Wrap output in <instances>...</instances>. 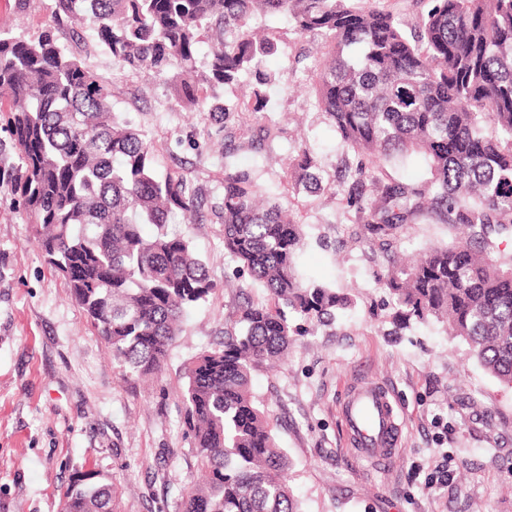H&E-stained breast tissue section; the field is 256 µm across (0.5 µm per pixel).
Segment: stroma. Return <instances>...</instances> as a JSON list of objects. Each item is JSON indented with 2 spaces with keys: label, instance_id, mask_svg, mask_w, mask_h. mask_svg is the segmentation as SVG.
Here are the masks:
<instances>
[{
  "label": "stroma",
  "instance_id": "stroma-1",
  "mask_svg": "<svg viewBox=\"0 0 512 512\" xmlns=\"http://www.w3.org/2000/svg\"><path fill=\"white\" fill-rule=\"evenodd\" d=\"M51 5L0 0V30L38 34ZM267 24L278 49L261 68L277 81L271 96L281 134L274 151L243 147L238 165L302 225L301 274L353 300L334 322L296 337L280 365L252 373V393L288 454L300 512H512V387L469 362L465 346L440 325L414 322L393 333V305L379 284L387 269L382 254L359 239L339 199L289 181L286 167L301 150L318 158L327 181L354 156L315 106L324 37L296 34L283 16ZM59 39L110 83L115 111L151 142L160 175L222 192L221 139L203 136L204 115L177 103L176 71L129 72L88 28ZM171 230L202 256L214 292L189 310L162 372L128 378L0 184V512H61L63 489L91 470L115 480L122 512H178L199 475L184 423V369L223 342L224 320L243 298L261 300L264 290L225 252L224 227L212 214ZM458 234L445 224H417L395 252L402 258ZM363 379L389 388L403 424V447L387 474L345 450L338 404Z\"/></svg>",
  "mask_w": 512,
  "mask_h": 512
}]
</instances>
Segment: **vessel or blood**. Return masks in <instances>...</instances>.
Returning a JSON list of instances; mask_svg holds the SVG:
<instances>
[{"mask_svg":"<svg viewBox=\"0 0 512 512\" xmlns=\"http://www.w3.org/2000/svg\"><path fill=\"white\" fill-rule=\"evenodd\" d=\"M340 413L350 454L383 469L391 467L401 446L402 424L388 389L380 383H360L342 402Z\"/></svg>","mask_w":512,"mask_h":512,"instance_id":"vessel-or-blood-1","label":"vessel or blood"}]
</instances>
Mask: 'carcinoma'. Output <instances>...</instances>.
<instances>
[{
    "mask_svg": "<svg viewBox=\"0 0 512 512\" xmlns=\"http://www.w3.org/2000/svg\"><path fill=\"white\" fill-rule=\"evenodd\" d=\"M288 17L300 35L330 50L319 64L317 106L357 156L334 182L303 151L289 164L297 185L341 196L354 222L386 260L415 224L462 228L448 244L391 265L381 278L394 325L436 322L466 346L487 375L512 385V0H434L418 31L359 0H52L38 35L0 32V112L17 148L9 174L25 223L72 300L122 371L157 375L186 311L214 286L192 243L168 232L180 216L201 217L207 200L181 176L158 175L153 146L114 111L112 87L58 40L89 26L123 67L161 76L179 69L175 97L207 112L224 134L223 192L210 203L224 225V251L266 290L226 321L224 343L185 370L186 426L203 480L179 512H299L289 461L251 373L281 361L297 320H336L349 297L299 274L303 231L234 163L225 122L247 112L273 147L275 78L258 68L276 41L259 18ZM251 76L235 99L224 90ZM425 161L415 183L386 168L409 154ZM62 512H119L114 483L76 474Z\"/></svg>",
    "mask_w": 512,
    "mask_h": 512,
    "instance_id": "1",
    "label": "carcinoma"
}]
</instances>
